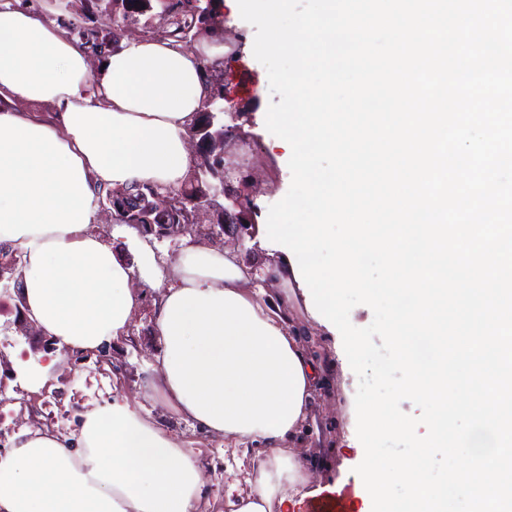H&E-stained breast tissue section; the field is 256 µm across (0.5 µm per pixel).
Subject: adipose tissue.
<instances>
[{
    "label": "adipose tissue",
    "instance_id": "adipose-tissue-1",
    "mask_svg": "<svg viewBox=\"0 0 512 512\" xmlns=\"http://www.w3.org/2000/svg\"><path fill=\"white\" fill-rule=\"evenodd\" d=\"M203 72L199 55L151 37L91 69L58 19L0 0V244L21 257L24 318L74 353L126 333L142 288L154 291L162 347L150 368L160 379L147 389L206 433L264 446L230 512H302L349 480L311 484L319 464L288 447L325 375L281 308L247 291L234 251L192 244L163 263L125 225L130 263L92 229L101 190L184 183L189 127L209 95ZM14 102L55 113L16 112ZM203 487L193 450L115 399L71 435L20 433L0 463V512H198Z\"/></svg>",
    "mask_w": 512,
    "mask_h": 512
}]
</instances>
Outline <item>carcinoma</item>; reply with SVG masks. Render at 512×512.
Instances as JSON below:
<instances>
[{"mask_svg": "<svg viewBox=\"0 0 512 512\" xmlns=\"http://www.w3.org/2000/svg\"><path fill=\"white\" fill-rule=\"evenodd\" d=\"M221 0H112L121 8L120 15L134 5L151 9L158 7L172 28L171 36L180 42L187 38L200 35L214 38L218 36L216 17L219 15ZM224 97L216 101L206 99L195 117L190 131L196 133L206 145L219 148L224 143V121L221 120V108ZM224 175V158L214 153L208 168L203 169L196 164L190 170L187 181L178 189L170 190L175 199V206L166 212H158L152 206L151 198L161 186L154 184H133L128 187L109 189L102 197V204L117 209L122 224H134L142 234H149L151 224H192L195 211L200 207H219L218 224L224 223V205L217 204L209 196L208 184ZM19 260L13 252L0 249V278L6 276L17 280L16 273Z\"/></svg>", "mask_w": 512, "mask_h": 512, "instance_id": "obj_1", "label": "carcinoma"}]
</instances>
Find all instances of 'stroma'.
Masks as SVG:
<instances>
[{"mask_svg":"<svg viewBox=\"0 0 512 512\" xmlns=\"http://www.w3.org/2000/svg\"><path fill=\"white\" fill-rule=\"evenodd\" d=\"M222 14L224 51L206 57L205 65L210 74L221 80L225 93L240 113L224 140V167L233 189H246L255 203V225L242 239L233 233L213 235L217 213L209 208L200 212L198 227L192 235L165 238L158 246L172 256L188 243L233 248L251 270L249 290L260 288L272 297L286 300L289 326L298 332L303 349L317 356L328 371L327 382L314 395L315 419L297 436L292 448L298 455L326 460V475L335 478L345 459L352 455L350 439L356 432L358 378L344 369L332 337L310 317L301 294L287 292L283 284L270 276L281 264L283 254L275 242L262 234L260 226L269 207L288 192L291 172L279 138L265 126L272 100L267 71L253 54L244 50L247 43L253 42L255 29L231 8H223ZM93 24L102 28L117 47L140 38L143 30L160 37L168 28L167 22L152 12L131 13L124 20H115L113 8L107 4L95 9ZM11 288L10 281L0 280V364L8 366L18 359L32 365L41 363L46 340L35 326L19 318ZM155 299L154 292H147L127 336L109 346L117 374L105 375L91 360L81 368H72L70 356L65 355L47 380L44 396L34 397L26 386L0 391V450L9 451L15 437L31 428L33 412L49 415L54 431L70 434L80 427L87 410L112 398H125L184 447L193 449L204 473L200 512H226L227 494L249 492L246 456L261 453L262 448L254 444L246 450L209 435L179 420L160 398L146 393L143 383L149 376L147 362L160 346L153 322Z\"/></svg>","mask_w":512,"mask_h":512,"instance_id":"1","label":"stroma"}]
</instances>
